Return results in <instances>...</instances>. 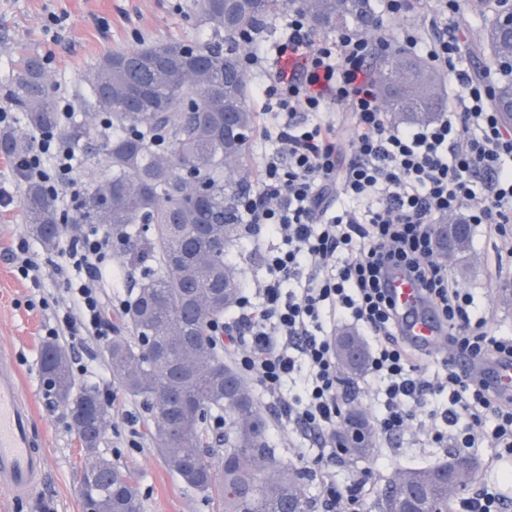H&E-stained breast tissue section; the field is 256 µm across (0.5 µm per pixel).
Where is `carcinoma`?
I'll use <instances>...</instances> for the list:
<instances>
[{"instance_id": "obj_1", "label": "carcinoma", "mask_w": 512, "mask_h": 512, "mask_svg": "<svg viewBox=\"0 0 512 512\" xmlns=\"http://www.w3.org/2000/svg\"><path fill=\"white\" fill-rule=\"evenodd\" d=\"M320 31L340 28L379 33L371 0H297ZM288 0H197L198 22L211 40L185 54L183 40H167L125 51L113 50L92 69L87 110L59 123L43 57L18 55L11 83L0 95L21 114L23 125L0 133V151L18 160L38 134L57 136L82 149L106 122L112 128L104 161L88 155L96 171L87 193L77 198L76 242L101 224L129 247L141 277L125 309L132 338L116 336L106 352L112 378L143 399L155 415L150 434L169 469L216 504L217 512H314L311 476L276 455L253 390L224 362L213 324L237 305L238 271L224 263V248L238 236L240 200L250 189L246 158L255 112L249 104L239 38L268 27ZM479 49L490 63L512 62V33L497 21L485 23ZM379 95L401 123H425L444 108V86L424 61L404 54L380 58ZM497 112L512 114V75L497 82ZM201 180L206 199L193 203L185 183ZM26 233L45 250L61 245V214L38 183H23ZM470 225L440 227L442 251L468 248ZM343 369L356 375L366 366L362 340L337 337ZM46 392L62 406L85 460L80 486L84 512H140L136 485L98 453L110 424L99 391L77 382L67 351L52 341L41 352ZM339 439L348 453L370 450V433L348 415ZM224 441V453L211 444ZM476 467L448 470V462L403 468L381 489L378 512H448V483H473Z\"/></svg>"}]
</instances>
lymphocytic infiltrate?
<instances>
[{"label": "lymphocytic infiltrate", "mask_w": 512, "mask_h": 512, "mask_svg": "<svg viewBox=\"0 0 512 512\" xmlns=\"http://www.w3.org/2000/svg\"><path fill=\"white\" fill-rule=\"evenodd\" d=\"M401 19L400 50L426 57L448 76V107L430 123H393L372 78L377 39L345 28L317 37L306 15L288 14V35L248 40L242 63L261 104L256 189L241 206L253 240L270 239L263 273L247 280L231 330L242 372L277 400L289 421L335 439L349 393L339 375L333 330L339 322L371 338L367 370L374 426L390 436L421 421L431 444L452 428L458 452L488 442L512 456V399L458 371L451 357L423 361L400 331L386 288L389 269L411 275L448 328V347L476 358L512 359V337L496 335L474 296L450 279L437 254V227L481 224L512 258V128L494 111L502 70L475 76L454 17L459 0H381ZM347 127L339 139L336 131ZM17 177L42 182L56 204L85 186L75 150L34 138ZM112 236L103 229L67 245L56 264L69 305L51 335L85 332L107 341L106 267Z\"/></svg>", "instance_id": "obj_1"}]
</instances>
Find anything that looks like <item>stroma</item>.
<instances>
[{
    "label": "stroma",
    "instance_id": "stroma-1",
    "mask_svg": "<svg viewBox=\"0 0 512 512\" xmlns=\"http://www.w3.org/2000/svg\"><path fill=\"white\" fill-rule=\"evenodd\" d=\"M51 15L61 19L54 30L47 26ZM207 37L197 22L194 0H0V88L9 84L18 54L35 50L46 59L53 97L64 99L76 113L86 74L108 52L171 38ZM30 247L45 262L39 288L21 279L8 254L0 252V346L11 351L20 384L32 401L35 431L46 455V475L37 493L25 500L0 487V512H83L79 476L84 457L65 411L44 397L40 376L46 332L55 326L65 298L55 286L57 275L48 263L49 252L35 241ZM500 249L497 237L488 235L483 227L472 226L467 258H449L448 274L475 295L493 330L512 336V267L496 269ZM57 342L69 352L72 368L94 367L109 375L105 344L85 335H61ZM119 398L99 452L137 486L141 512H214L201 492L168 469L151 441L152 413L142 400L124 391ZM257 404L268 421L269 443L279 457L292 460L304 453L327 457L326 469L312 472L311 491L318 500H325L328 481L353 483L371 476V488L364 491L358 512H375L379 489L399 468L434 465L448 457L447 449L427 447L417 426L412 425L390 444L374 437L364 457L336 458L331 449L321 448L282 417L272 399L261 395ZM495 455V448L487 443L469 450L468 457L477 467L474 486L494 485L505 500L506 512H512V463L497 461L496 468H488ZM474 486L455 490V497L471 495Z\"/></svg>",
    "mask_w": 512,
    "mask_h": 512
}]
</instances>
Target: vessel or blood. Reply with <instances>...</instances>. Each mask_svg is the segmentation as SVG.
Segmentation results:
<instances>
[{"label": "vessel or blood", "mask_w": 512, "mask_h": 512, "mask_svg": "<svg viewBox=\"0 0 512 512\" xmlns=\"http://www.w3.org/2000/svg\"><path fill=\"white\" fill-rule=\"evenodd\" d=\"M386 286L403 316L407 339L433 349L444 335L441 318L424 300L417 284L404 273L389 275ZM455 364L465 374H481L486 386L512 395V361L480 360L457 354ZM32 403L21 387L12 355L0 351V486L13 495L31 494L46 473V456L35 438Z\"/></svg>", "instance_id": "vessel-or-blood-1"}]
</instances>
